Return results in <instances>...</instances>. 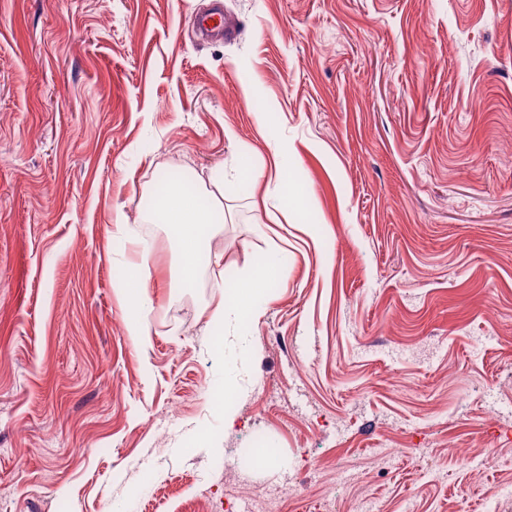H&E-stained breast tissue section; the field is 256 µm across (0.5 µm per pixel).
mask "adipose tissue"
<instances>
[{
	"label": "adipose tissue",
	"instance_id": "adipose-tissue-1",
	"mask_svg": "<svg viewBox=\"0 0 512 512\" xmlns=\"http://www.w3.org/2000/svg\"><path fill=\"white\" fill-rule=\"evenodd\" d=\"M159 220L167 224L180 245V279L183 284L194 282L202 262L210 261L204 243L211 227L224 223V184L215 182L210 202H203L197 191L177 185L169 186L161 196Z\"/></svg>",
	"mask_w": 512,
	"mask_h": 512
}]
</instances>
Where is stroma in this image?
I'll list each match as a JSON object with an SVG mask.
<instances>
[{
    "instance_id": "1",
    "label": "stroma",
    "mask_w": 512,
    "mask_h": 512,
    "mask_svg": "<svg viewBox=\"0 0 512 512\" xmlns=\"http://www.w3.org/2000/svg\"><path fill=\"white\" fill-rule=\"evenodd\" d=\"M208 4L0 0V512H512V0H223L205 39ZM170 168L241 189L190 288ZM274 247L216 339L218 269ZM126 237L133 246L126 265L131 272V277L138 284L136 292L129 294L127 298V307L135 309L136 312H146L152 304L147 289L141 285V270L147 263V255L145 250L141 249L140 242L136 238L128 235ZM278 252L269 255V259L265 266L261 267L249 277L234 283L233 288H237L234 293V309L235 311L247 310L251 303L254 291L263 288L268 277L275 273L278 268L276 256Z\"/></svg>"
}]
</instances>
